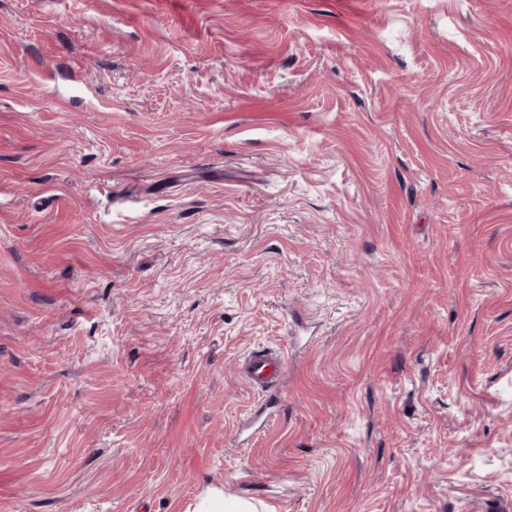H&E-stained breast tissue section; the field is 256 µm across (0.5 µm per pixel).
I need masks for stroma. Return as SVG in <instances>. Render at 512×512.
I'll return each mask as SVG.
<instances>
[{"instance_id": "stroma-1", "label": "stroma", "mask_w": 512, "mask_h": 512, "mask_svg": "<svg viewBox=\"0 0 512 512\" xmlns=\"http://www.w3.org/2000/svg\"><path fill=\"white\" fill-rule=\"evenodd\" d=\"M213 489L512 512V0H0V512ZM282 360L268 352L258 351L250 355L242 366V373L248 382L258 385L272 380L282 369Z\"/></svg>"}]
</instances>
